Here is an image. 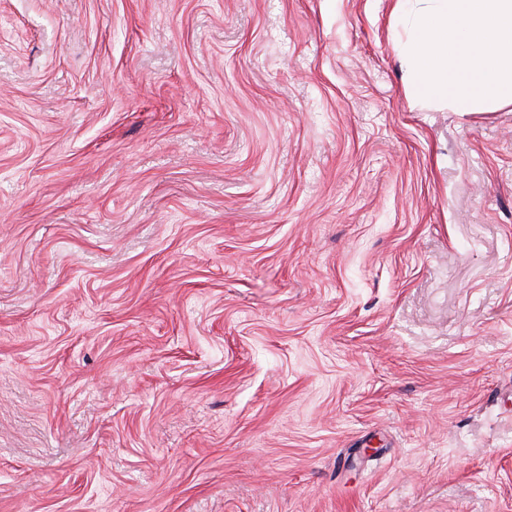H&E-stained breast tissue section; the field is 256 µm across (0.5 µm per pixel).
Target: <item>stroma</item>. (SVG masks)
<instances>
[{
  "mask_svg": "<svg viewBox=\"0 0 512 512\" xmlns=\"http://www.w3.org/2000/svg\"><path fill=\"white\" fill-rule=\"evenodd\" d=\"M394 0H0V512H512V107Z\"/></svg>",
  "mask_w": 512,
  "mask_h": 512,
  "instance_id": "35a3bbf8",
  "label": "stroma"
}]
</instances>
